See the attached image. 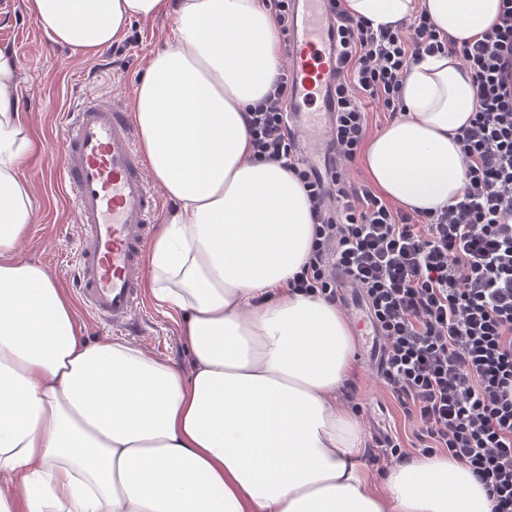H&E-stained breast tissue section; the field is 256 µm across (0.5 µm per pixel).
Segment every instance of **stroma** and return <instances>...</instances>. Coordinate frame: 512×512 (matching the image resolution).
I'll return each instance as SVG.
<instances>
[{
  "label": "stroma",
  "instance_id": "stroma-1",
  "mask_svg": "<svg viewBox=\"0 0 512 512\" xmlns=\"http://www.w3.org/2000/svg\"><path fill=\"white\" fill-rule=\"evenodd\" d=\"M172 26V19L166 16L132 21L122 52L110 47L86 60L51 43L28 14L25 0H0V49L11 53L18 62L22 118L43 146L40 154L23 164L32 187L36 222L20 241L18 254L40 263L58 284H66L70 276L67 261L79 242L76 216L64 190L52 178L61 152L58 116L80 93H108L132 101L147 56L164 46ZM130 341L148 355L170 360L182 371L191 368L178 325L153 305H146L140 329ZM365 345V337L357 336V373L343 388L340 400L345 407L359 409L357 417L366 432L369 457L364 467L377 485L391 462L378 456L375 426H386L389 433L398 435L407 445L414 440L415 426L398 400L383 387L375 358L365 352Z\"/></svg>",
  "mask_w": 512,
  "mask_h": 512
}]
</instances>
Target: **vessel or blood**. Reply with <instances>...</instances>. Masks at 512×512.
Wrapping results in <instances>:
<instances>
[{
	"label": "vessel or blood",
	"mask_w": 512,
	"mask_h": 512,
	"mask_svg": "<svg viewBox=\"0 0 512 512\" xmlns=\"http://www.w3.org/2000/svg\"><path fill=\"white\" fill-rule=\"evenodd\" d=\"M288 34L289 110L301 139L327 137L338 75L328 0H293ZM62 157L54 175L69 189L80 228L70 282L84 309L117 333L137 327L144 259L161 208L122 99L85 95L61 117Z\"/></svg>",
	"instance_id": "1"
}]
</instances>
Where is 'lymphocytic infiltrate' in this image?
<instances>
[{
  "label": "lymphocytic infiltrate",
  "instance_id": "1",
  "mask_svg": "<svg viewBox=\"0 0 512 512\" xmlns=\"http://www.w3.org/2000/svg\"><path fill=\"white\" fill-rule=\"evenodd\" d=\"M340 54L336 112L318 174L288 117L290 75L247 117L253 156L302 186L314 234L292 290L342 301L353 287L382 346L379 377L414 419L418 449L466 465L512 512V0L473 41L441 36L426 12L373 29L334 0ZM458 56L476 107L456 136L464 167L457 200L408 213L370 186H350L367 130L365 103L397 114L400 81L425 54Z\"/></svg>",
  "mask_w": 512,
  "mask_h": 512
}]
</instances>
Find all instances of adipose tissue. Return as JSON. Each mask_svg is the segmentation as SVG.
<instances>
[{"instance_id": "ef3b65f1", "label": "adipose tissue", "mask_w": 512, "mask_h": 512, "mask_svg": "<svg viewBox=\"0 0 512 512\" xmlns=\"http://www.w3.org/2000/svg\"><path fill=\"white\" fill-rule=\"evenodd\" d=\"M395 25L425 9L441 35L480 38L501 0H343ZM47 38L91 57L132 21L173 29L146 60L132 118L172 203L144 288L174 317L190 372L125 341L89 342L63 288L17 244L36 219L21 171L37 150L17 65L0 51V512H491L448 455H421L372 488L366 435L337 401L355 338L336 305L291 292L314 226L301 185L254 159L246 112L282 60L262 0H27ZM405 110L365 148L371 183L411 210L460 195L455 136L476 88L438 53L404 71Z\"/></svg>"}]
</instances>
